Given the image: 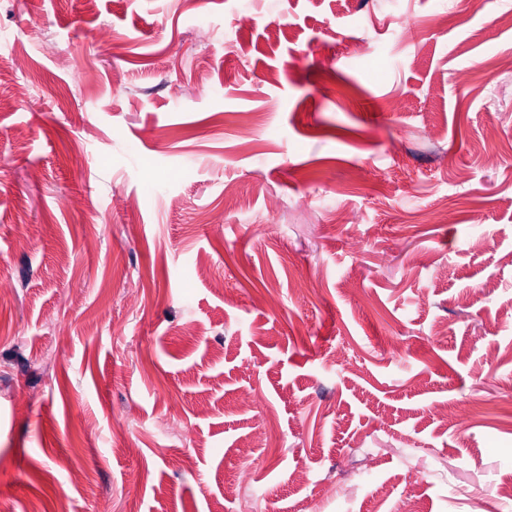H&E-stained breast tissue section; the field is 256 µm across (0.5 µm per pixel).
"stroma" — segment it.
<instances>
[{
    "label": "stroma",
    "instance_id": "stroma-1",
    "mask_svg": "<svg viewBox=\"0 0 512 512\" xmlns=\"http://www.w3.org/2000/svg\"><path fill=\"white\" fill-rule=\"evenodd\" d=\"M509 13L0 0V512H512Z\"/></svg>",
    "mask_w": 512,
    "mask_h": 512
}]
</instances>
